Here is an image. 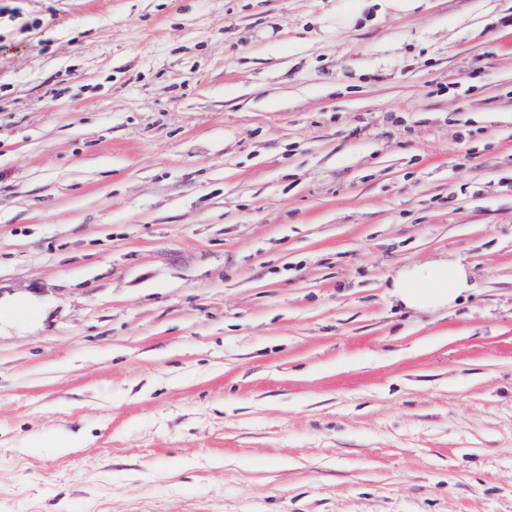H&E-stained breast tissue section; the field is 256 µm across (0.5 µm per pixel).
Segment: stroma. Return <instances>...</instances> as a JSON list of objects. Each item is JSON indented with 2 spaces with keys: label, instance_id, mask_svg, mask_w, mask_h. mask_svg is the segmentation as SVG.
I'll use <instances>...</instances> for the list:
<instances>
[{
  "label": "stroma",
  "instance_id": "obj_1",
  "mask_svg": "<svg viewBox=\"0 0 512 512\" xmlns=\"http://www.w3.org/2000/svg\"><path fill=\"white\" fill-rule=\"evenodd\" d=\"M0 3V512H512V0ZM353 5L336 11V30L348 29L356 25L365 10L379 5L377 14L404 16L415 13L424 0H353ZM470 268L459 259L439 258L402 267L391 279L390 294L409 310L448 307L472 288Z\"/></svg>",
  "mask_w": 512,
  "mask_h": 512
}]
</instances>
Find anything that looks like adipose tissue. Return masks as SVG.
Listing matches in <instances>:
<instances>
[{
    "mask_svg": "<svg viewBox=\"0 0 512 512\" xmlns=\"http://www.w3.org/2000/svg\"><path fill=\"white\" fill-rule=\"evenodd\" d=\"M421 4L422 0H354L352 6L337 10L334 24L351 28L374 6L380 13L404 16L415 13ZM470 280L471 271L461 260L439 258L402 267L391 279L390 294L407 309L427 312L452 304L470 289Z\"/></svg>",
    "mask_w": 512,
    "mask_h": 512,
    "instance_id": "obj_1",
    "label": "adipose tissue"
}]
</instances>
